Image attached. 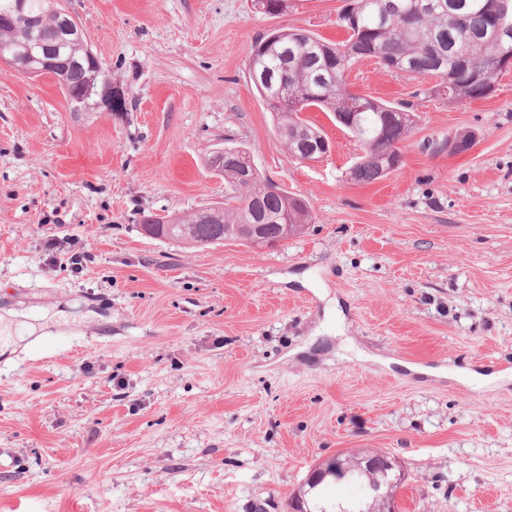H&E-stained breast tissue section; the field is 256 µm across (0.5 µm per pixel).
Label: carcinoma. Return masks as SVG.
Listing matches in <instances>:
<instances>
[{"label": "carcinoma", "mask_w": 512, "mask_h": 512, "mask_svg": "<svg viewBox=\"0 0 512 512\" xmlns=\"http://www.w3.org/2000/svg\"><path fill=\"white\" fill-rule=\"evenodd\" d=\"M503 0H348L339 20L348 33L340 44H330L304 29L279 28L255 42L249 70L269 71L273 85L254 83L260 96L274 112L277 135L288 142L306 126L320 128L301 117L316 108L333 115L336 123L359 143L349 176L357 183L378 181L395 168L382 155L402 143L413 123V114L375 98H363V106L349 107L346 73L358 60L375 58L385 68L413 78L435 77L438 90L451 102L490 97L495 83L477 78L486 73L495 78L500 72L501 47L494 31L502 22L512 26V0L509 14L502 19ZM54 0H27V15L36 22V33L62 63L50 73L61 81L69 101L86 104L97 96L108 79L105 72L87 61L88 49L82 42L54 39L52 22ZM223 219L199 224L196 237L202 241L246 242L237 236L245 220H260L263 235L270 241L281 236V225H296L301 233L312 221L306 200L292 195H276L267 190L266 177L258 173L246 179L237 158L224 156ZM325 479L309 491L312 505L339 512L368 509L365 496L331 497L325 493Z\"/></svg>", "instance_id": "obj_1"}]
</instances>
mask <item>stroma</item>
I'll return each instance as SVG.
<instances>
[{"label":"stroma","instance_id":"stroma-1","mask_svg":"<svg viewBox=\"0 0 512 512\" xmlns=\"http://www.w3.org/2000/svg\"><path fill=\"white\" fill-rule=\"evenodd\" d=\"M344 4L60 0L123 112L0 62V315L23 339L0 355V512H289L365 450L400 461L401 512H512V69L453 103L355 63L350 90L414 122L400 169L348 181L357 141L311 109L333 150L297 161L248 73L271 29L344 41ZM228 143L309 203L306 232L143 234L223 202Z\"/></svg>","mask_w":512,"mask_h":512}]
</instances>
